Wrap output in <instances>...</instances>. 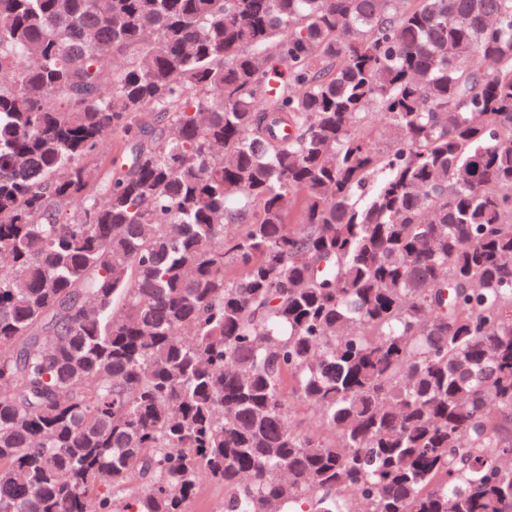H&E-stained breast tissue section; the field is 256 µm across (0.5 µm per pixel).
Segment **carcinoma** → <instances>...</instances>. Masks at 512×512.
<instances>
[{
    "instance_id": "1",
    "label": "carcinoma",
    "mask_w": 512,
    "mask_h": 512,
    "mask_svg": "<svg viewBox=\"0 0 512 512\" xmlns=\"http://www.w3.org/2000/svg\"><path fill=\"white\" fill-rule=\"evenodd\" d=\"M0 253V512H512V0H0ZM224 503V488L210 481L207 477H201L198 490L192 499L188 512H221Z\"/></svg>"
}]
</instances>
